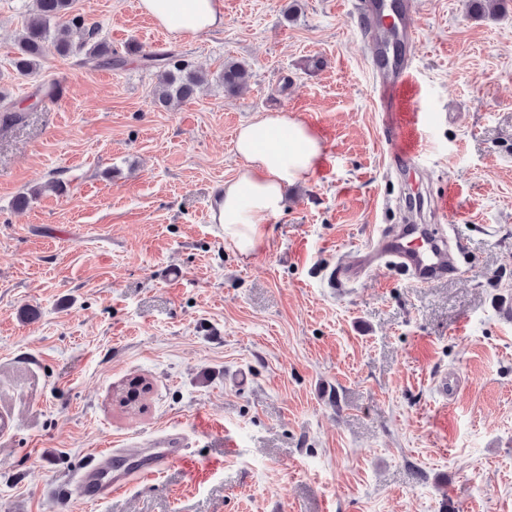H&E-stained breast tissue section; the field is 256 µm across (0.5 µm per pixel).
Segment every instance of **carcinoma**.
<instances>
[{
	"instance_id": "cac0c4a2",
	"label": "carcinoma",
	"mask_w": 512,
	"mask_h": 512,
	"mask_svg": "<svg viewBox=\"0 0 512 512\" xmlns=\"http://www.w3.org/2000/svg\"><path fill=\"white\" fill-rule=\"evenodd\" d=\"M36 16L28 22L16 38V49L12 66L19 76H29L37 70L38 62L50 49L67 55L73 51L83 54L84 62H92L97 67H119L123 60L112 56V48L99 37L98 27L88 26L81 16H72L71 26L87 27V36L78 46L70 41V26H61L58 21L71 16L75 0H35ZM141 60L148 67L161 69L154 98L165 105L173 99L183 100L194 95L198 85L205 77L185 65H173L167 68L168 60L164 52H148L141 55ZM253 77L251 68L246 64L229 59L224 62L221 79L224 90L234 92L246 85Z\"/></svg>"
}]
</instances>
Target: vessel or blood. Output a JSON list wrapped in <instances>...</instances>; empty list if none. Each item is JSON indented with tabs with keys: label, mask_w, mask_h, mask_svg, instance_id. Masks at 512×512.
I'll use <instances>...</instances> for the list:
<instances>
[{
	"label": "vessel or blood",
	"mask_w": 512,
	"mask_h": 512,
	"mask_svg": "<svg viewBox=\"0 0 512 512\" xmlns=\"http://www.w3.org/2000/svg\"><path fill=\"white\" fill-rule=\"evenodd\" d=\"M357 19L362 36L374 46L375 93L385 118L390 159L395 164H416L419 143L405 123L415 92L418 43L412 0H362ZM374 257L397 260L420 285L445 277L456 266L446 239L410 224L400 232L378 237L365 259L342 267L339 277L350 283L359 281ZM181 455L182 442L175 434L155 439L147 448L104 450L88 458L73 486H55L53 494L67 500L76 493L88 501L100 502L125 490L134 478L160 473Z\"/></svg>",
	"instance_id": "b4317fda"
}]
</instances>
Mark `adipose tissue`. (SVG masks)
<instances>
[{"mask_svg": "<svg viewBox=\"0 0 512 512\" xmlns=\"http://www.w3.org/2000/svg\"><path fill=\"white\" fill-rule=\"evenodd\" d=\"M143 13L174 38L184 39L224 23L223 0H140ZM235 153L241 161L212 204L224 239L249 253L269 235L282 214L289 186L308 181L325 157L322 138L288 111L262 112L239 127Z\"/></svg>", "mask_w": 512, "mask_h": 512, "instance_id": "1", "label": "adipose tissue"}]
</instances>
